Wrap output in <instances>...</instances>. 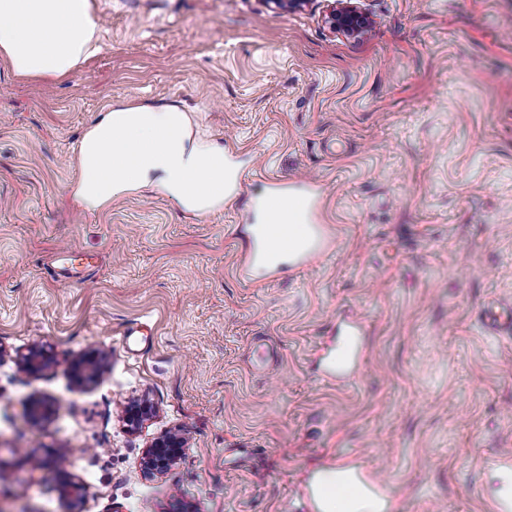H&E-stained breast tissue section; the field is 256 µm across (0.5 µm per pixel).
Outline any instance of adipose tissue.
<instances>
[{
    "mask_svg": "<svg viewBox=\"0 0 512 512\" xmlns=\"http://www.w3.org/2000/svg\"><path fill=\"white\" fill-rule=\"evenodd\" d=\"M101 50L89 0H0V61L18 77L58 81ZM78 161L75 195L90 209L153 185L187 209L205 212L236 189L223 150L191 140L187 115L175 106L110 108L82 138ZM338 476L334 467L314 473L318 512H390V501L340 487Z\"/></svg>",
    "mask_w": 512,
    "mask_h": 512,
    "instance_id": "obj_1",
    "label": "adipose tissue"
}]
</instances>
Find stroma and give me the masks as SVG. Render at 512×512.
<instances>
[{
	"label": "stroma",
	"mask_w": 512,
	"mask_h": 512,
	"mask_svg": "<svg viewBox=\"0 0 512 512\" xmlns=\"http://www.w3.org/2000/svg\"><path fill=\"white\" fill-rule=\"evenodd\" d=\"M90 3L103 50L67 78L0 64V512H68L27 462L55 448L83 512H314L325 465L380 481L393 512H494L512 337L478 313L512 303V0H361L358 39L326 0ZM117 104L183 108L238 171L223 207L152 187L78 202L79 143ZM309 178L313 258L245 267L259 199ZM69 247L97 264L66 287L48 270ZM346 316L363 358L336 380L319 355ZM34 344L54 361L37 376L18 364ZM35 397L54 414L26 418ZM174 429L180 459L146 476ZM326 18L334 32L353 38L362 36L373 24L371 15L354 0H334ZM186 447V440L179 430L165 432L155 438L142 457V469L148 476L162 474L175 464Z\"/></svg>",
	"instance_id": "35a3bbf8"
}]
</instances>
